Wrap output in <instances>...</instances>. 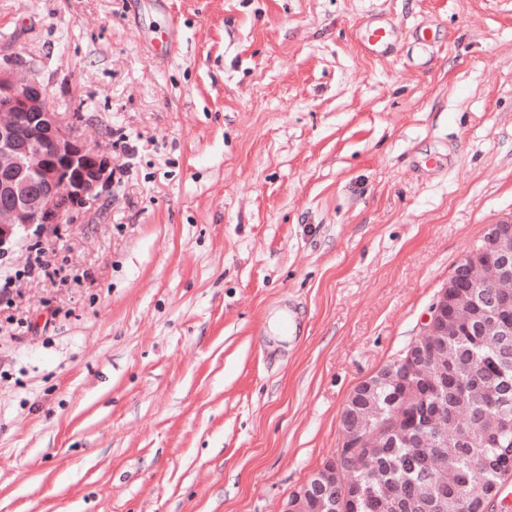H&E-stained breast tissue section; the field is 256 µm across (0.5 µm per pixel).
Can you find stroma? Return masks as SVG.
Wrapping results in <instances>:
<instances>
[{"mask_svg": "<svg viewBox=\"0 0 512 512\" xmlns=\"http://www.w3.org/2000/svg\"><path fill=\"white\" fill-rule=\"evenodd\" d=\"M3 50L115 177L0 254V512H281L512 215V0H0ZM398 39L395 28L383 19H372L366 23L362 32V45L371 54L390 52Z\"/></svg>", "mask_w": 512, "mask_h": 512, "instance_id": "obj_1", "label": "stroma"}]
</instances>
